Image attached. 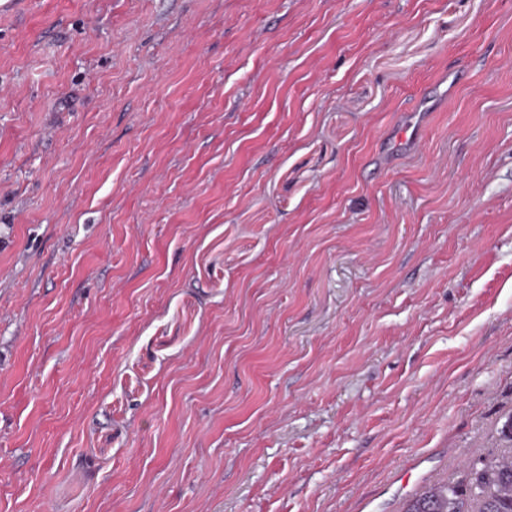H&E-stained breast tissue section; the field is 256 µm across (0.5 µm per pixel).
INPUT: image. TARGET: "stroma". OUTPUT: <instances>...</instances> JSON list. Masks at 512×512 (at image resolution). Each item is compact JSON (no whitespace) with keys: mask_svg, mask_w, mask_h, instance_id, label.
<instances>
[{"mask_svg":"<svg viewBox=\"0 0 512 512\" xmlns=\"http://www.w3.org/2000/svg\"><path fill=\"white\" fill-rule=\"evenodd\" d=\"M512 413V0L0 12V512H404Z\"/></svg>","mask_w":512,"mask_h":512,"instance_id":"1","label":"stroma"}]
</instances>
